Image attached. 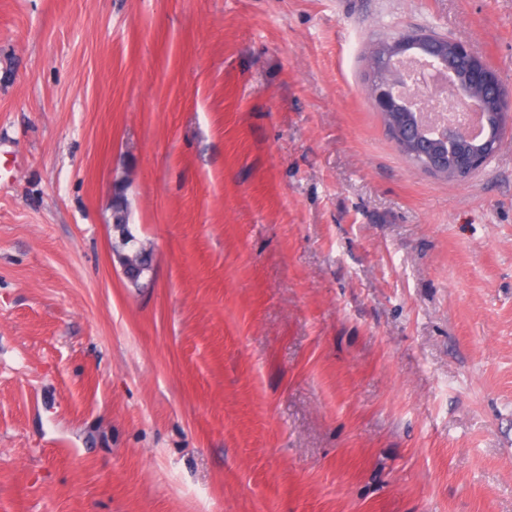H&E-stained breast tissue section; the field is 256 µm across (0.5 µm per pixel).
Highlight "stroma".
I'll return each instance as SVG.
<instances>
[{
    "label": "stroma",
    "instance_id": "obj_1",
    "mask_svg": "<svg viewBox=\"0 0 512 512\" xmlns=\"http://www.w3.org/2000/svg\"><path fill=\"white\" fill-rule=\"evenodd\" d=\"M412 29L512 88V0H0V512H512V129L415 167ZM452 56L457 58L461 68L450 64ZM379 57L390 60L393 79L385 80L372 69V63ZM415 57L435 63L448 74V82L456 91L458 88L466 91L470 101H463L467 105L472 102L480 112L483 128L480 137H463V127L449 121L442 124L433 136L423 135L416 127L410 112H418V108L412 95L400 90L405 88L408 78L398 67L400 60ZM501 83L499 73L474 51L468 41L431 31L409 30L396 39L375 43L369 52V95L378 112L389 120L387 129L390 137L402 153L417 163L418 168L439 177L448 176V181L470 178L499 151L503 120L512 112V96L500 92ZM399 115L411 117L417 136L404 132V127L396 120ZM491 116L498 119L495 130L490 129ZM487 130L490 133L486 136ZM463 140L475 145L469 149L463 145ZM432 145L440 148L435 150ZM121 253V262L127 264L130 272L141 273L152 260V248L137 238L132 246L123 248Z\"/></svg>",
    "mask_w": 512,
    "mask_h": 512
}]
</instances>
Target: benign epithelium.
Here are the masks:
<instances>
[{
    "mask_svg": "<svg viewBox=\"0 0 512 512\" xmlns=\"http://www.w3.org/2000/svg\"><path fill=\"white\" fill-rule=\"evenodd\" d=\"M379 57L393 64V79L386 80L374 69H368L369 95L378 112L387 117V129L396 146L418 168L450 181H464L497 154L503 120L512 114V96L500 92L499 73L468 41L426 30H409L396 39L375 43L369 52V62ZM415 57L435 63L448 74L449 84L466 91L470 102L479 109L485 133L478 138H465L463 127L449 121L432 136L420 133L413 137L404 132L396 117L408 116L418 108L412 95L403 91L407 74L396 64Z\"/></svg>",
    "mask_w": 512,
    "mask_h": 512,
    "instance_id": "obj_1",
    "label": "benign epithelium"
}]
</instances>
